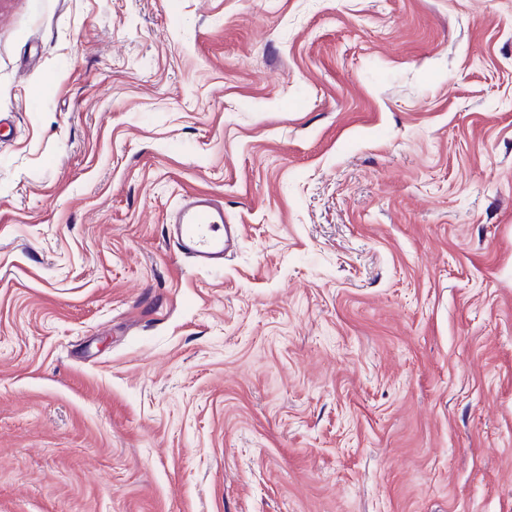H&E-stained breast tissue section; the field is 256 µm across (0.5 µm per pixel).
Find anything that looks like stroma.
<instances>
[{"mask_svg": "<svg viewBox=\"0 0 512 512\" xmlns=\"http://www.w3.org/2000/svg\"><path fill=\"white\" fill-rule=\"evenodd\" d=\"M0 119V512H512V0H0ZM168 222L177 251L201 268L222 266L241 237L237 224H224L218 202L200 192L183 193Z\"/></svg>", "mask_w": 512, "mask_h": 512, "instance_id": "35a3bbf8", "label": "stroma"}]
</instances>
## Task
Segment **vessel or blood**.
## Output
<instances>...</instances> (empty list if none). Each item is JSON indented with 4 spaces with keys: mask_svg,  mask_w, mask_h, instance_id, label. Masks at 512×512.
<instances>
[{
    "mask_svg": "<svg viewBox=\"0 0 512 512\" xmlns=\"http://www.w3.org/2000/svg\"><path fill=\"white\" fill-rule=\"evenodd\" d=\"M167 233L177 251L202 268L222 266L241 236L237 225L225 223L218 202L200 192L181 195Z\"/></svg>",
    "mask_w": 512,
    "mask_h": 512,
    "instance_id": "b4317fda",
    "label": "vessel or blood"
}]
</instances>
